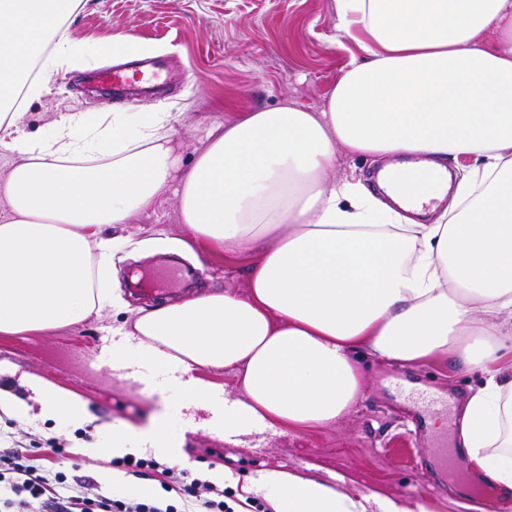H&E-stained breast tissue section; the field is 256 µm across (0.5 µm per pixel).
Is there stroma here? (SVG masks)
Wrapping results in <instances>:
<instances>
[{"label": "stroma", "mask_w": 512, "mask_h": 512, "mask_svg": "<svg viewBox=\"0 0 512 512\" xmlns=\"http://www.w3.org/2000/svg\"><path fill=\"white\" fill-rule=\"evenodd\" d=\"M335 23L332 0H84L69 24L72 39L106 46L114 36L133 35L153 46L155 55L168 57L183 77L164 97L119 100L92 91L85 70L63 69L43 96L26 104L22 127L36 133L69 112H167L187 168L212 135L244 113L287 102L320 111L344 66L359 52L351 42L332 46ZM104 231L131 242L114 259L116 286L131 308L172 302L191 292L228 289L243 296L248 291L254 254H227L192 239L175 198ZM171 257L194 269L191 289L173 294L151 286L153 273ZM132 269L149 282V289L132 288L127 277ZM129 317V311L106 309L46 335L0 336V366L9 369L0 375V388L32 400L19 376L34 374L80 397L94 418L79 426L37 416L14 420L0 413V453L15 443L45 448L53 442L63 447L74 475L90 480L93 492H141L142 479L112 465L106 443L113 427L140 428L159 411L177 425L191 413L179 396L157 403L135 381L118 377L99 361L113 326ZM363 370L361 398L350 414L330 426L284 428L236 445L209 433L202 425L207 412L196 411L191 415L197 426L185 435V470L208 477L228 468L244 479L271 469L326 482L340 476L355 494L422 498L436 512H462L475 479H449L435 466L433 451L455 447L477 375L464 371L453 357L418 366L370 359Z\"/></svg>", "instance_id": "obj_1"}]
</instances>
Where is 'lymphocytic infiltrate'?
Instances as JSON below:
<instances>
[{"mask_svg": "<svg viewBox=\"0 0 512 512\" xmlns=\"http://www.w3.org/2000/svg\"><path fill=\"white\" fill-rule=\"evenodd\" d=\"M65 459L60 452L35 466L19 445L0 454V512H181L188 506L193 512H235L227 489L153 458L126 456L112 464L137 478L158 476L162 496H92L85 480L68 478Z\"/></svg>", "mask_w": 512, "mask_h": 512, "instance_id": "lymphocytic-infiltrate-1", "label": "lymphocytic infiltrate"}]
</instances>
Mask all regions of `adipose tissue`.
Wrapping results in <instances>:
<instances>
[{"mask_svg":"<svg viewBox=\"0 0 512 512\" xmlns=\"http://www.w3.org/2000/svg\"><path fill=\"white\" fill-rule=\"evenodd\" d=\"M83 0H0V148L21 156L0 196V335L24 336L123 309L111 285L124 243L100 234L166 194L194 238L257 258L248 294L194 295L139 309L112 329V372L161 374L204 409L209 432L235 443L279 428L340 421L361 397L359 361L405 365L457 357L482 380L465 402L459 441L471 471L512 491V0H333L337 47L360 56L325 108L246 113L188 170L166 112H71L42 134L20 111L53 73L88 68L102 46L73 41ZM386 159L383 196L336 178L339 155ZM474 164L434 223L415 215L442 198L447 164ZM224 367L243 398L198 377ZM22 382L46 420L88 422L84 402L40 377ZM187 418L130 433L112 453L184 458ZM225 486L269 489L272 512H432L428 502L351 494L272 470Z\"/></svg>","mask_w":512,"mask_h":512,"instance_id":"adipose-tissue-1","label":"adipose tissue"}]
</instances>
